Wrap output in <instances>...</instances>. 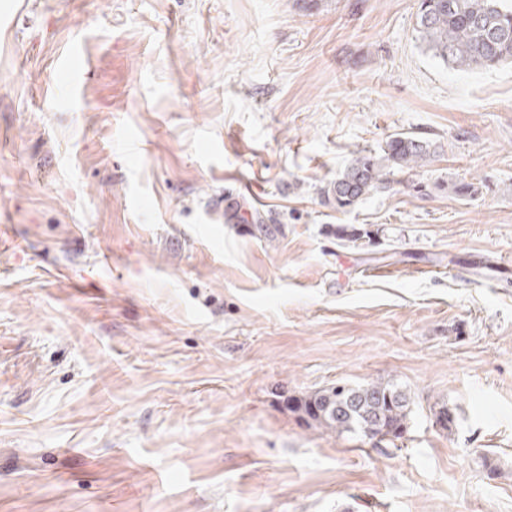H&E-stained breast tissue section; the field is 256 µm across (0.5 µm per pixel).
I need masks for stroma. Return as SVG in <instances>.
I'll list each match as a JSON object with an SVG mask.
<instances>
[{
	"instance_id": "obj_1",
	"label": "stroma",
	"mask_w": 512,
	"mask_h": 512,
	"mask_svg": "<svg viewBox=\"0 0 512 512\" xmlns=\"http://www.w3.org/2000/svg\"><path fill=\"white\" fill-rule=\"evenodd\" d=\"M417 9L0 0V512H512V66L433 58ZM398 132L435 155L325 204ZM371 382L403 438L292 409ZM73 56L76 59V64L66 63L59 68L57 74L59 82L70 88H75L90 69V63L84 55L75 52Z\"/></svg>"
}]
</instances>
